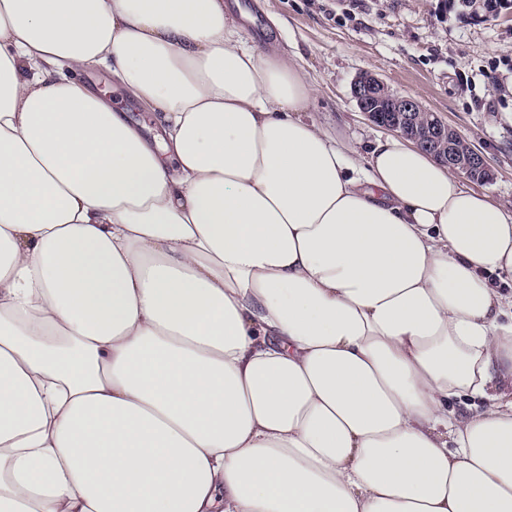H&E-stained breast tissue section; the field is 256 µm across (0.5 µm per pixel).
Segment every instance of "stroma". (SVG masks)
Wrapping results in <instances>:
<instances>
[{
	"label": "stroma",
	"instance_id": "35a3bbf8",
	"mask_svg": "<svg viewBox=\"0 0 512 512\" xmlns=\"http://www.w3.org/2000/svg\"><path fill=\"white\" fill-rule=\"evenodd\" d=\"M256 49L295 56L317 93L310 119L366 149L386 130L359 112L351 85L363 72L415 99L489 159L494 178L468 186L512 206V12L488 20L461 14L455 0H224ZM82 83L106 91L116 109L151 125L132 93L99 70Z\"/></svg>",
	"mask_w": 512,
	"mask_h": 512
}]
</instances>
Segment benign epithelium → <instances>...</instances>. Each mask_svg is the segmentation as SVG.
I'll use <instances>...</instances> for the list:
<instances>
[{
	"label": "benign epithelium",
	"mask_w": 512,
	"mask_h": 512,
	"mask_svg": "<svg viewBox=\"0 0 512 512\" xmlns=\"http://www.w3.org/2000/svg\"><path fill=\"white\" fill-rule=\"evenodd\" d=\"M351 93L359 111L370 121L417 144L420 143L415 134V114L422 113V110L413 98L391 92L388 85L371 72L362 73L357 77L351 87ZM384 110L393 113L394 117H382L381 112ZM426 116L428 138L431 139V143L444 146L443 162L467 176L477 170H489V164L483 154L466 142L455 128L433 112L426 113ZM456 140L463 142L464 149H457L454 144Z\"/></svg>",
	"instance_id": "obj_1"
}]
</instances>
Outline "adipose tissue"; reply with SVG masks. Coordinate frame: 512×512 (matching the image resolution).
<instances>
[{
  "mask_svg": "<svg viewBox=\"0 0 512 512\" xmlns=\"http://www.w3.org/2000/svg\"><path fill=\"white\" fill-rule=\"evenodd\" d=\"M313 92L224 0H0V512H512V208ZM82 83L96 87L99 90L107 92V97L112 98V105L115 109L126 112L129 118L140 124L147 126L144 136L152 142V134L154 133L155 124L149 113L142 108L132 93L124 89L118 91L112 89V80L109 76L99 70H88L78 77Z\"/></svg>",
  "mask_w": 512,
  "mask_h": 512,
  "instance_id": "adipose-tissue-1",
  "label": "adipose tissue"
}]
</instances>
